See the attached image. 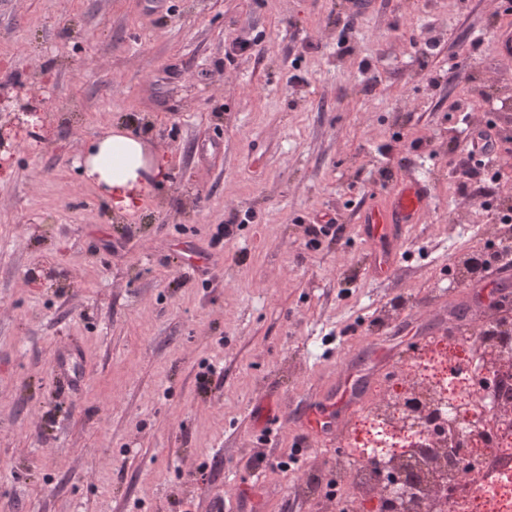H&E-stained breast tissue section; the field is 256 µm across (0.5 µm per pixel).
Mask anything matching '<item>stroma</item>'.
<instances>
[{
	"label": "stroma",
	"instance_id": "obj_1",
	"mask_svg": "<svg viewBox=\"0 0 512 512\" xmlns=\"http://www.w3.org/2000/svg\"><path fill=\"white\" fill-rule=\"evenodd\" d=\"M354 2L0 0V98L43 115L0 125V512H331L319 395L378 397L512 291L446 279L512 240L481 204L512 200V0ZM490 124L501 180L461 191L448 149ZM113 125L168 159L132 214L76 165ZM406 177L431 200L383 277L360 216ZM324 214L342 233L308 244Z\"/></svg>",
	"mask_w": 512,
	"mask_h": 512
}]
</instances>
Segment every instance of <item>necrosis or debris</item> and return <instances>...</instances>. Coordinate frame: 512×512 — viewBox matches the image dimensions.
<instances>
[{"label": "necrosis or debris", "instance_id": "obj_1", "mask_svg": "<svg viewBox=\"0 0 512 512\" xmlns=\"http://www.w3.org/2000/svg\"><path fill=\"white\" fill-rule=\"evenodd\" d=\"M339 446L333 512H512V321L413 350Z\"/></svg>", "mask_w": 512, "mask_h": 512}]
</instances>
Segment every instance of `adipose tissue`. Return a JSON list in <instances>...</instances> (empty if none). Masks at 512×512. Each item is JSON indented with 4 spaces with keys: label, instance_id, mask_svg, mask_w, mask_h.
<instances>
[{
    "label": "adipose tissue",
    "instance_id": "ef3b65f1",
    "mask_svg": "<svg viewBox=\"0 0 512 512\" xmlns=\"http://www.w3.org/2000/svg\"><path fill=\"white\" fill-rule=\"evenodd\" d=\"M78 165L113 207L131 212L140 205L146 177L162 176L168 160L138 136L117 129L101 135Z\"/></svg>",
    "mask_w": 512,
    "mask_h": 512
}]
</instances>
